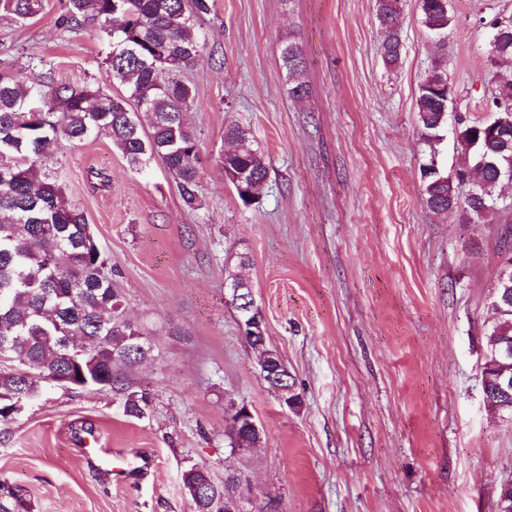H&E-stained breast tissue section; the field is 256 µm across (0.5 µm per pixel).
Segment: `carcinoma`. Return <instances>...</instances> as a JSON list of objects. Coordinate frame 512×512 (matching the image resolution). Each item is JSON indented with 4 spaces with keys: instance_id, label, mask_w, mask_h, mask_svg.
<instances>
[{
    "instance_id": "obj_1",
    "label": "carcinoma",
    "mask_w": 512,
    "mask_h": 512,
    "mask_svg": "<svg viewBox=\"0 0 512 512\" xmlns=\"http://www.w3.org/2000/svg\"><path fill=\"white\" fill-rule=\"evenodd\" d=\"M398 4L377 0L390 64L401 54ZM41 7L42 0H0V12L21 21L36 16ZM419 8L430 32L441 36L454 27L450 9L436 8L434 0H419ZM208 11L207 0H63L59 26L92 24L107 35L108 69L112 80L127 88L126 97L53 78L35 93L12 63H0V352L10 362L0 368L1 424L13 421L16 400L38 394L45 373L106 383L123 396L130 417L140 418L149 409L148 390L132 391L127 383V371L138 364L128 353L148 343L146 333L123 317L112 264L49 163L64 148L105 133L130 167L161 163L183 202L199 206V144L183 117L195 90L182 73L202 57L204 43L195 28ZM492 56L498 92L484 103L491 117L474 120L466 114L457 121L464 158L451 175L438 166L435 149L448 126V74L434 67L419 85L417 121L430 148L428 161L420 166L422 201L436 217L460 213L467 220L484 219L497 210L494 199L504 185L497 170L512 169V123L498 121L512 113V33L492 47ZM281 60L292 96L306 97L307 61L299 43L285 45ZM161 72L168 79H160ZM225 141L229 148L221 167L228 173L248 172L236 191L249 206L267 183L265 157L254 148L250 130L238 124L226 127ZM468 179L484 183V199L465 196ZM498 338L512 343V304L485 333L486 352ZM225 437L232 449L240 441L251 448L261 444L260 434L243 427H225ZM182 484L210 491L191 497L195 512H210L215 500L239 487L228 474L224 485L214 484L208 470L197 465L183 471ZM0 512H32V505L27 498L0 495Z\"/></svg>"
}]
</instances>
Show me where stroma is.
Listing matches in <instances>:
<instances>
[{
  "instance_id": "obj_1",
  "label": "stroma",
  "mask_w": 512,
  "mask_h": 512,
  "mask_svg": "<svg viewBox=\"0 0 512 512\" xmlns=\"http://www.w3.org/2000/svg\"><path fill=\"white\" fill-rule=\"evenodd\" d=\"M208 4L206 50L183 75L195 88L199 207L162 165L131 169L104 135L53 163L153 345L129 374L150 409L132 418L110 390L45 385L0 429V480L22 486L34 512H192L181 475L194 464L219 482L241 473L254 512H495L512 479V418L488 406L481 367L501 219L439 221L424 207L416 96L440 63L453 109L482 117L489 24L512 15V0H449L456 24L443 39L418 0H401L393 66L377 0ZM61 10L44 0L25 22L0 14V59L36 85L121 94L105 33L58 27ZM291 41L307 60L302 100L280 57ZM231 123L250 129L269 166L250 206L219 164ZM231 272L252 284L295 407L259 377ZM229 397L263 428L252 455L224 445ZM88 446L152 465L118 482Z\"/></svg>"
}]
</instances>
